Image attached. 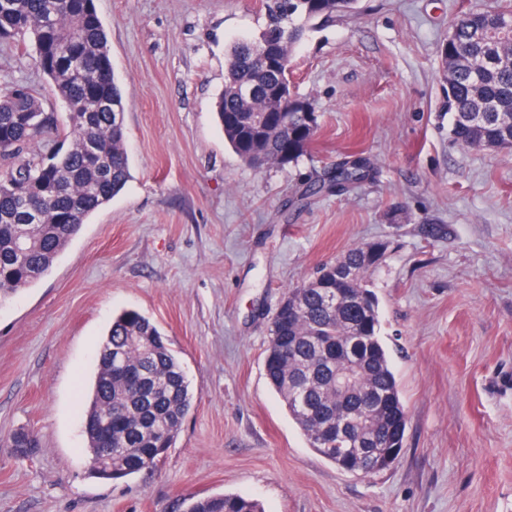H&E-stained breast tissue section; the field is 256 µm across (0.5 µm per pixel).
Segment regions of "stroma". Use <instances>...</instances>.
<instances>
[{
  "mask_svg": "<svg viewBox=\"0 0 512 512\" xmlns=\"http://www.w3.org/2000/svg\"><path fill=\"white\" fill-rule=\"evenodd\" d=\"M487 0H360L297 43L292 75L319 130L296 165L254 169L214 114L226 49L265 26L264 0H94L125 104L130 179L37 284L0 305V512H184L239 494L265 512H512V153L448 137L439 47ZM17 77L65 115L29 55ZM368 176L318 192L336 166ZM409 414L405 445L368 477L307 444L263 369L288 289L359 244ZM167 336L195 405L148 472L89 474L86 392L113 315ZM40 446L37 436L29 431L20 433L15 437H10L7 442V448L10 453L19 458L31 457L36 454Z\"/></svg>",
  "mask_w": 512,
  "mask_h": 512,
  "instance_id": "35a3bbf8",
  "label": "stroma"
}]
</instances>
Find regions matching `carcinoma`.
Segmentation results:
<instances>
[{
	"instance_id": "1",
	"label": "carcinoma",
	"mask_w": 512,
	"mask_h": 512,
	"mask_svg": "<svg viewBox=\"0 0 512 512\" xmlns=\"http://www.w3.org/2000/svg\"><path fill=\"white\" fill-rule=\"evenodd\" d=\"M359 0H266L267 22L255 38L234 42L225 63L216 117L225 142L248 165L295 164L309 148L317 120L296 107L290 80L294 45L307 28L357 12ZM512 8L460 14L442 42L443 79L451 88L448 135L463 149L512 150V40L479 36ZM31 41L33 65L67 109L58 124L35 89L0 84V303L38 283L88 217L130 177L125 106L106 31L94 0H0V42ZM278 53L266 70L256 61ZM54 138L55 149L38 145ZM31 238L17 244V230ZM379 244L349 249L288 290L272 318L266 378L309 447L338 468L372 475L404 447L408 414L380 335L378 300L369 278ZM353 365L350 389L336 391V372ZM194 403L190 383L168 339L135 309L112 320L97 354L84 420L89 454L112 462L93 471L119 480L156 465ZM372 414L361 428V414ZM40 446L26 431L7 442L31 457ZM185 512H263L238 494L191 499Z\"/></svg>"
}]
</instances>
